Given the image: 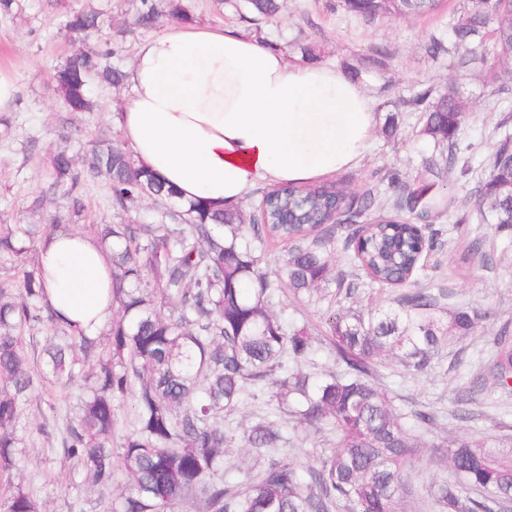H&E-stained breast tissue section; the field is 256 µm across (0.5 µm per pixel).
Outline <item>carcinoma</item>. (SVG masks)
I'll list each match as a JSON object with an SVG mask.
<instances>
[{
  "mask_svg": "<svg viewBox=\"0 0 512 512\" xmlns=\"http://www.w3.org/2000/svg\"><path fill=\"white\" fill-rule=\"evenodd\" d=\"M131 25L152 29L163 22L189 20L175 0H138ZM261 17L278 11L277 0H247ZM349 12L373 18L430 13L438 0H340ZM111 26L109 15L89 7L60 21L72 37L89 40ZM459 48L486 33L493 54L491 79L500 78V57L512 56V0H472L452 23ZM121 46L108 39L88 44L55 67L52 77L68 112H91L93 82L118 87L126 72L109 59ZM424 106L419 135L447 144V169L469 172L470 146L460 131L465 107L453 92L414 100ZM476 219L512 235V136L495 144L488 162ZM53 185L69 184V214L85 204L77 188L102 180L112 207L128 216L150 199L163 206L161 222L101 224L95 237L112 242V302L116 311L101 338L85 337L44 302L36 268L17 280L0 279V512H45L13 482L19 428L37 391L68 388L75 380L85 391L67 420L60 444L65 458L98 491V512H173L201 494L203 512H398L409 471L418 460L420 432L433 416L420 409L393 407L375 383L377 369L396 359L424 373L444 350L471 336L488 311L459 303L441 320L439 296L418 283L423 259L437 245L422 225L401 220L406 208L420 222L438 217L427 188L400 186L393 202L372 191L346 197L333 186L283 184L263 194L245 212L199 199L184 204L157 176L138 167L125 143L102 137L82 161L66 150L53 154ZM49 224H0V263L21 261L31 244L56 232ZM345 232V248L358 269L380 289L399 288L388 304L364 311L352 306L325 320V340L334 368L307 372L316 349L307 324L275 311L282 289L294 297L329 294L351 297L353 282L332 275V241ZM270 238L288 242L274 273L262 267ZM42 327L51 333L43 349L44 371L23 332ZM494 377L512 386V330L492 339ZM131 394L134 428L112 447L114 398ZM288 415L283 429L261 418L243 434L244 446L267 462L254 483L230 482L218 472L233 448L224 418L263 397ZM328 432L333 447L316 468L301 474L276 457L279 448L311 432ZM448 479L438 490L444 512H507L512 504V448L493 439H459L448 446ZM131 487L113 492L117 470Z\"/></svg>",
  "mask_w": 512,
  "mask_h": 512,
  "instance_id": "cac0c4a2",
  "label": "carcinoma"
}]
</instances>
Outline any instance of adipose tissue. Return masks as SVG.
Segmentation results:
<instances>
[{
    "label": "adipose tissue",
    "instance_id": "obj_1",
    "mask_svg": "<svg viewBox=\"0 0 512 512\" xmlns=\"http://www.w3.org/2000/svg\"><path fill=\"white\" fill-rule=\"evenodd\" d=\"M132 95L119 119L137 164L182 201L231 205L260 184H306L355 167L372 138L370 99L325 65L220 26L154 34L127 71ZM44 300L98 335L112 322L110 250L88 234L41 241Z\"/></svg>",
    "mask_w": 512,
    "mask_h": 512
}]
</instances>
